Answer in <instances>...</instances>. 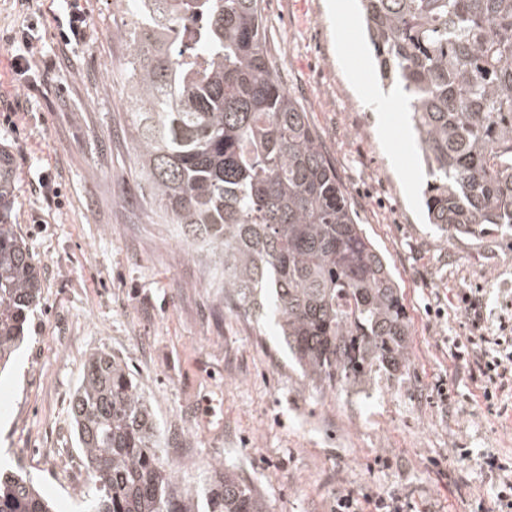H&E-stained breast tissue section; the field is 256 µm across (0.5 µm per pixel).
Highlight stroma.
<instances>
[{"mask_svg":"<svg viewBox=\"0 0 512 512\" xmlns=\"http://www.w3.org/2000/svg\"><path fill=\"white\" fill-rule=\"evenodd\" d=\"M333 0H263L270 70L306 112L348 203L400 286L410 370L340 389L303 375L275 327L207 288L209 260L181 253L172 225L141 196L130 105L119 73L131 55L113 34L117 0H89L86 39L60 43L52 0H0V150L13 163L16 224L41 270L39 304L0 376V463L22 469L79 512L96 486L70 402L91 354L121 360L144 389L166 459L202 481L234 469L270 512H334L353 493L394 497L404 512H492L512 468V388L488 407L473 357L453 340L471 327L460 291L480 289L486 326L512 301V240L442 235L426 224L424 169L407 112L385 90L357 16ZM37 23V87L14 83L11 31Z\"/></svg>","mask_w":512,"mask_h":512,"instance_id":"obj_1","label":"stroma"}]
</instances>
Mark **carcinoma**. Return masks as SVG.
<instances>
[{
	"label": "carcinoma",
	"instance_id": "carcinoma-1",
	"mask_svg": "<svg viewBox=\"0 0 512 512\" xmlns=\"http://www.w3.org/2000/svg\"><path fill=\"white\" fill-rule=\"evenodd\" d=\"M121 73L146 202L224 267V299L271 319L305 374L358 387L410 366L409 323L384 256L269 69L263 0H126ZM377 73L404 93L441 233L512 234V0H359ZM0 152V363L18 349L41 272L16 225ZM71 410L98 494L82 512H267L237 472L192 485L167 464L152 408L116 357L91 355ZM0 512H54L0 474Z\"/></svg>",
	"mask_w": 512,
	"mask_h": 512
}]
</instances>
